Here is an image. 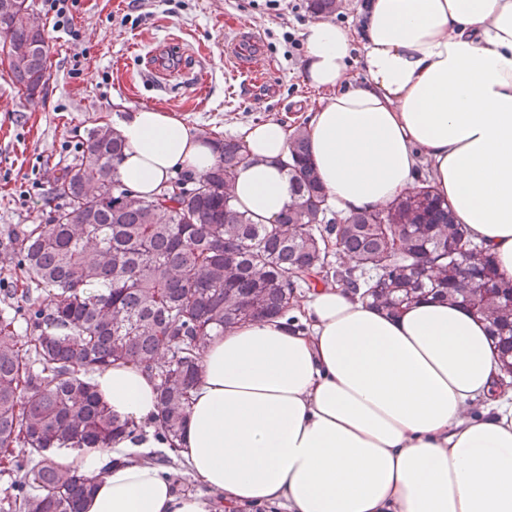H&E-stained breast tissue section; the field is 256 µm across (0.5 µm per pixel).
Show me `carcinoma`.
<instances>
[{
	"instance_id": "cac0c4a2",
	"label": "carcinoma",
	"mask_w": 512,
	"mask_h": 512,
	"mask_svg": "<svg viewBox=\"0 0 512 512\" xmlns=\"http://www.w3.org/2000/svg\"><path fill=\"white\" fill-rule=\"evenodd\" d=\"M27 51L12 72L19 97L47 76L44 25L0 10V41ZM124 144L92 129L77 162L54 177L60 206L10 242L15 280L0 317V470L13 477L11 512H79L93 480L61 466L53 448H108L140 429L101 402L90 375L117 361L157 381L156 432L180 438L207 337L285 313L314 286L339 283L388 314L442 296L488 323L512 374V283L489 250L451 219L427 179L383 209L334 211L310 163L303 127L284 163L295 200L275 224L234 208L230 185L246 160L235 139L214 167L177 179L156 197L123 184ZM23 319L33 336L22 341ZM29 449L16 458L12 448Z\"/></svg>"
}]
</instances>
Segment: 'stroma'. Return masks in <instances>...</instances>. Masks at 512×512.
<instances>
[{
    "instance_id": "obj_1",
    "label": "stroma",
    "mask_w": 512,
    "mask_h": 512,
    "mask_svg": "<svg viewBox=\"0 0 512 512\" xmlns=\"http://www.w3.org/2000/svg\"><path fill=\"white\" fill-rule=\"evenodd\" d=\"M307 0H73V23L54 26L44 0H29L50 46L43 94L20 99L0 70V313L15 261L9 241L27 224L45 223L56 201V168L81 152L89 131L117 126L131 112L159 107L206 137H233L237 127L304 121L315 91L302 81V33L314 16ZM253 32L264 52L257 74L225 56L232 27ZM180 37L178 65L154 76L156 50Z\"/></svg>"
}]
</instances>
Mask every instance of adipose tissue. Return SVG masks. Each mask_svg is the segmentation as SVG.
Wrapping results in <instances>:
<instances>
[{
  "instance_id": "obj_1",
  "label": "adipose tissue",
  "mask_w": 512,
  "mask_h": 512,
  "mask_svg": "<svg viewBox=\"0 0 512 512\" xmlns=\"http://www.w3.org/2000/svg\"><path fill=\"white\" fill-rule=\"evenodd\" d=\"M303 36L304 81L328 93L304 135L330 204L384 208L427 171L511 282L512 0H372L359 27L320 19ZM117 132L121 179L138 196L218 159L214 140L165 109L133 112ZM293 137L272 120L238 129L249 159L232 199L257 223H277L294 199ZM92 382L147 428L60 456L95 483L81 512H512V386L487 322L442 298L390 315L321 286L292 318L208 336L175 443L192 494L141 458L160 445L150 374L116 363Z\"/></svg>"
}]
</instances>
